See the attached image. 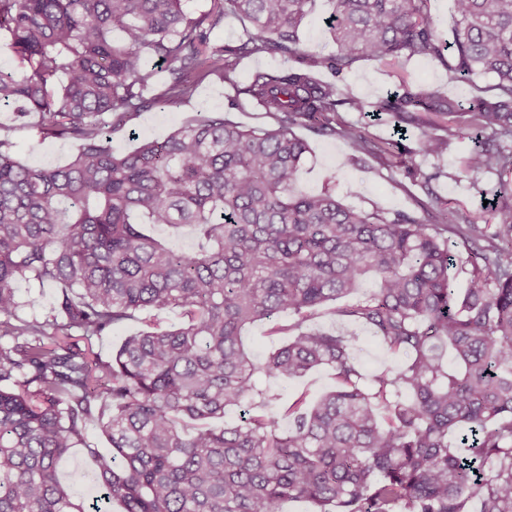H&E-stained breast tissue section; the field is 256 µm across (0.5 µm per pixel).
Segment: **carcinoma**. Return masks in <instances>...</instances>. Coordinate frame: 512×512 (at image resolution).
Here are the masks:
<instances>
[{
    "instance_id": "obj_1",
    "label": "carcinoma",
    "mask_w": 512,
    "mask_h": 512,
    "mask_svg": "<svg viewBox=\"0 0 512 512\" xmlns=\"http://www.w3.org/2000/svg\"><path fill=\"white\" fill-rule=\"evenodd\" d=\"M190 2L0 0L20 63L0 70V108L78 144L67 164L37 168L0 139V339L12 341L0 346V512H281L289 500L310 512H512V247L501 246L512 205L481 226L437 198L422 220L346 206L329 188L290 193L307 153L299 126L397 166L388 142L339 112L367 111L347 82L360 60L417 57L489 76L495 93L464 110L404 80L375 111L437 130L420 142L433 157L452 137L489 133L492 147L465 165L512 195V0H453L446 40L429 0H331L333 52L243 82L240 57L300 55L312 0ZM228 16L249 23L247 39L211 43ZM145 52L168 73L149 98ZM203 69L271 123L199 112L113 151L112 134L191 97ZM150 224L189 225L197 246L170 248ZM450 235L468 254L461 292ZM369 276L375 288L334 307ZM21 281L59 289L44 319L16 315ZM327 307L403 361L366 374L357 336L310 328ZM171 309L180 324H146L107 361L93 351L113 328ZM282 315L278 343L253 357L246 329ZM318 368L334 386L313 403L269 384ZM230 408L237 422L209 425ZM92 425L109 451L87 446ZM80 446L94 464L90 499L58 471Z\"/></svg>"
}]
</instances>
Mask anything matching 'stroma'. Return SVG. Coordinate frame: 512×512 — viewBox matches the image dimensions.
I'll list each match as a JSON object with an SVG mask.
<instances>
[{"label":"stroma","instance_id":"35a3bbf8","mask_svg":"<svg viewBox=\"0 0 512 512\" xmlns=\"http://www.w3.org/2000/svg\"><path fill=\"white\" fill-rule=\"evenodd\" d=\"M331 12L329 0H313L301 25V52L305 55L331 52L326 19ZM417 86L438 89L444 95L469 107L471 101L490 93L489 79L458 78L440 62L426 59L402 60L385 66L370 60L360 61L348 81L356 94L368 103H376L396 90L400 77ZM231 89L223 77L207 75L199 79L193 96L180 104L139 112L129 122L143 138H162L174 131L200 110L218 112L233 122L248 127L267 125L268 119L249 103L231 105ZM347 120L366 131L397 144L402 153L398 168L381 167L370 156L356 153L341 139L325 137L313 130L300 127L296 133L303 138L309 151L305 156L293 185L297 193H317L326 185H333L337 197L345 205L370 210L381 208L389 213L406 212L421 215V205L429 194L453 202L474 217L479 224L491 221L492 202L496 200L498 180L491 173L465 171L464 158L474 149L484 147V140L463 135L453 138L447 154L438 158L423 156L419 151L422 129L408 127L399 130L397 120L389 112H350ZM0 137L15 142L22 161L33 167L64 164L75 152L73 142L63 139L41 138L35 117L16 120L12 111L0 110ZM315 326L331 331H357L360 340L354 353L366 372H374L384 365L394 366L398 357L389 355L366 329L325 313L317 317ZM87 448H78L61 463L63 479H74L76 493L87 496L92 490L89 474L92 469L89 448L106 450L109 444L97 427L87 431Z\"/></svg>","mask_w":512,"mask_h":512}]
</instances>
